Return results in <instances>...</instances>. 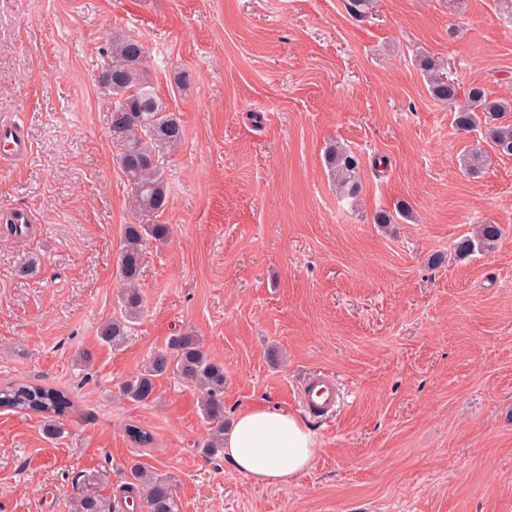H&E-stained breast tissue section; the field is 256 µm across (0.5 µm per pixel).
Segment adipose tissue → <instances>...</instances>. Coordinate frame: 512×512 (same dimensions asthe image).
Wrapping results in <instances>:
<instances>
[{"label": "adipose tissue", "instance_id": "obj_1", "mask_svg": "<svg viewBox=\"0 0 512 512\" xmlns=\"http://www.w3.org/2000/svg\"><path fill=\"white\" fill-rule=\"evenodd\" d=\"M315 455L310 428L285 410H243L224 434L225 461L264 486L294 483L311 468Z\"/></svg>", "mask_w": 512, "mask_h": 512}]
</instances>
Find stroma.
I'll use <instances>...</instances> for the list:
<instances>
[{
	"mask_svg": "<svg viewBox=\"0 0 512 512\" xmlns=\"http://www.w3.org/2000/svg\"><path fill=\"white\" fill-rule=\"evenodd\" d=\"M179 119L160 155L171 228L143 246L142 312L125 346L116 255L138 223L116 162L114 101L97 82L113 37ZM460 87L512 97V19L497 0H0V120L30 145L0 157V384L67 392L65 432L0 409V512H72L90 489L121 501L132 463L174 480L181 512H512V157L463 173V133L417 59ZM359 160L358 199L325 156ZM407 201L411 218L374 216ZM29 209L14 233L4 215ZM497 224L494 248L455 246ZM191 333L224 366V420L285 410L316 438L310 470L269 488L202 445L199 392L176 373L144 402L124 380ZM335 377L334 416L304 410ZM152 441L135 443L129 427ZM341 401V393L334 378L314 373L301 387L300 404L309 413L319 417L332 416Z\"/></svg>",
	"mask_w": 512,
	"mask_h": 512,
	"instance_id": "stroma-1",
	"label": "stroma"
}]
</instances>
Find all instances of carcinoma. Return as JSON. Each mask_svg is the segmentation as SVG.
Returning a JSON list of instances; mask_svg holds the SVG:
<instances>
[{"mask_svg": "<svg viewBox=\"0 0 512 512\" xmlns=\"http://www.w3.org/2000/svg\"><path fill=\"white\" fill-rule=\"evenodd\" d=\"M145 46L138 40L122 38L112 41L110 61L112 87L108 92L114 99L112 111L113 131L123 135L124 143L118 163L135 191L141 215L150 217L165 210L168 200L163 173L155 161L163 152L176 149L183 139L181 123L165 111L153 87L144 78ZM419 65L426 76L432 97L454 109L455 125L467 132L482 124L491 146L501 155L512 156V101L493 98L481 84L471 85L465 101L459 102L457 85L440 71L436 62L423 57ZM487 155L479 148L465 150L460 158L463 171L475 177L482 173ZM327 164L340 193L359 197L362 185L358 179V158L343 146H335L327 155ZM410 206L404 201L396 205V213L380 211L375 215L377 224L395 223V215L406 217ZM170 234L166 224H128L125 226L122 247L117 256L118 271L124 288L119 295L122 318L113 319L100 330L102 341L112 348L121 347L127 340L132 322L141 310L142 298L137 280L142 263V245L146 238L163 240ZM501 236L496 224H483L471 237L461 239L456 246L460 256L493 248ZM175 366L181 378L200 389V410L211 425V433L203 444V451L215 455L224 451V366L203 350L198 337L184 334L176 337L171 352H160L120 388L121 395L134 402H144L154 391L155 380ZM0 407L34 413L43 418L47 436L64 433L62 418L72 407L69 395L61 389L18 381L0 386ZM131 501L143 512H180L179 501L168 476H160L136 463L129 469L124 485ZM75 512H101L97 498L89 492L74 497Z\"/></svg>", "mask_w": 512, "mask_h": 512, "instance_id": "carcinoma-1", "label": "carcinoma"}]
</instances>
